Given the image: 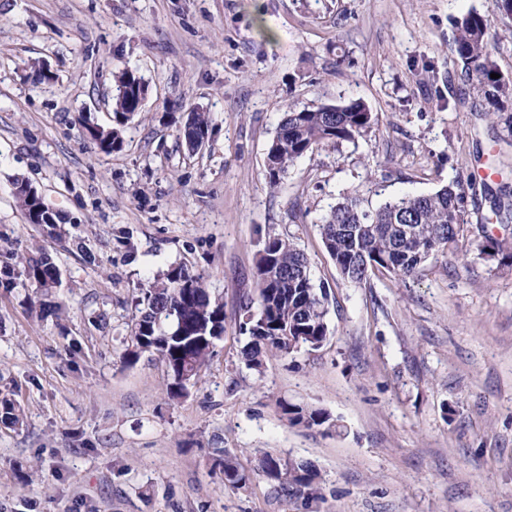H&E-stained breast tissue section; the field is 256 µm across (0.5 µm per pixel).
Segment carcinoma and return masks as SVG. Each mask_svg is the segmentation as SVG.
<instances>
[{
	"mask_svg": "<svg viewBox=\"0 0 512 512\" xmlns=\"http://www.w3.org/2000/svg\"><path fill=\"white\" fill-rule=\"evenodd\" d=\"M450 50L455 62L475 80L496 109L512 102V79L500 74L495 59V40L488 16L471 11L455 19ZM495 73L499 78L493 79ZM112 125H87L86 134L100 151L110 154L123 147V132L139 106V76L130 70L114 75ZM209 113L193 111L181 129L187 149L195 152L208 140ZM374 119L361 100L342 104L288 106L276 135L267 146L268 183L274 187L296 160L322 146L354 142L367 135ZM27 181H14L13 195L25 223L60 240L64 231L45 207L39 193L26 189ZM512 195L507 186L490 195V210L499 224L512 222ZM469 196L460 180L431 193L405 195L376 208H364L359 200L346 198L321 217L320 236L343 279L361 282L376 272L401 278L416 275L429 257L457 242L465 223ZM20 275L44 296L62 284V274L43 247L17 256ZM255 293L243 296L238 309V331L246 339L242 355L246 364L261 371L268 355L290 354L296 348H319L328 335L327 291L316 287L306 254L289 238L267 234L258 251ZM139 316L131 327L130 361L140 352L158 355L171 376L167 395L187 393L224 336V302L212 294L204 277L178 265L158 274L142 289ZM282 416L292 425L306 428L336 427L330 415L318 408L279 401ZM224 481L245 486L251 474H263L276 489L300 496L309 506L321 500V474L306 461L262 452L251 469H245L229 453L215 460Z\"/></svg>",
	"mask_w": 512,
	"mask_h": 512,
	"instance_id": "cac0c4a2",
	"label": "carcinoma"
}]
</instances>
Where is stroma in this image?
I'll list each match as a JSON object with an SVG mask.
<instances>
[{"label":"stroma","instance_id":"obj_1","mask_svg":"<svg viewBox=\"0 0 512 512\" xmlns=\"http://www.w3.org/2000/svg\"><path fill=\"white\" fill-rule=\"evenodd\" d=\"M489 15L512 77V17L494 0H0V271L43 237L13 197L28 179L64 220L52 246L63 310L0 289V512H307L255 475L224 484L222 452L314 464L320 512H512V224L469 206L456 245L401 280H344L319 219L345 197L378 207L455 179L512 185V131L450 52L454 20ZM52 72L37 81L30 68ZM144 78L121 151L84 124L112 121L113 72ZM362 100L371 133L315 149L269 186L266 148L288 105ZM212 117L189 153L183 113ZM304 251L328 293L316 350L247 367L235 314L267 234ZM172 265L224 300V337L169 399L157 354L124 359L135 301ZM340 428L292 426L279 400Z\"/></svg>","mask_w":512,"mask_h":512}]
</instances>
